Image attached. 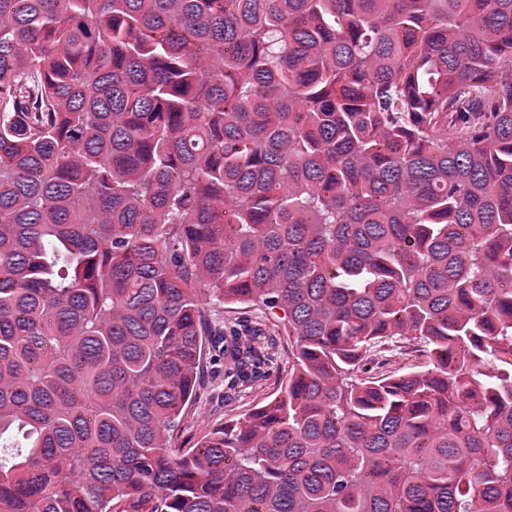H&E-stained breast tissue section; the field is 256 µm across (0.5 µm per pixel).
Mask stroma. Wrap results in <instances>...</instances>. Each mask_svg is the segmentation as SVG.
<instances>
[{"label": "stroma", "mask_w": 512, "mask_h": 512, "mask_svg": "<svg viewBox=\"0 0 512 512\" xmlns=\"http://www.w3.org/2000/svg\"><path fill=\"white\" fill-rule=\"evenodd\" d=\"M207 309L215 321L228 326H261L273 359L250 388L239 392L230 389L224 382L223 355L213 349H205L200 374L201 390L195 402L187 407L181 429L174 434V445L178 448L193 447L209 428L223 424L228 418L244 417L256 404L267 401L288 370V329L271 310L215 302L209 303Z\"/></svg>", "instance_id": "obj_1"}]
</instances>
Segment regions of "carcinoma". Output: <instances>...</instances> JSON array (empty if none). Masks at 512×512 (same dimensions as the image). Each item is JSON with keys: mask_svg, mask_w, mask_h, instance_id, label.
I'll use <instances>...</instances> for the list:
<instances>
[{"mask_svg": "<svg viewBox=\"0 0 512 512\" xmlns=\"http://www.w3.org/2000/svg\"><path fill=\"white\" fill-rule=\"evenodd\" d=\"M142 504L512 512V0H0V512ZM208 314L216 322L229 325H259L265 345L274 355L252 386L245 392L229 389L224 382V356L205 343L198 398L185 412L181 429L174 433L175 448H193L202 433L221 425L225 418H243L256 404L269 400L288 370V328L271 310L241 304L209 302Z\"/></svg>", "mask_w": 512, "mask_h": 512, "instance_id": "obj_1", "label": "carcinoma"}]
</instances>
